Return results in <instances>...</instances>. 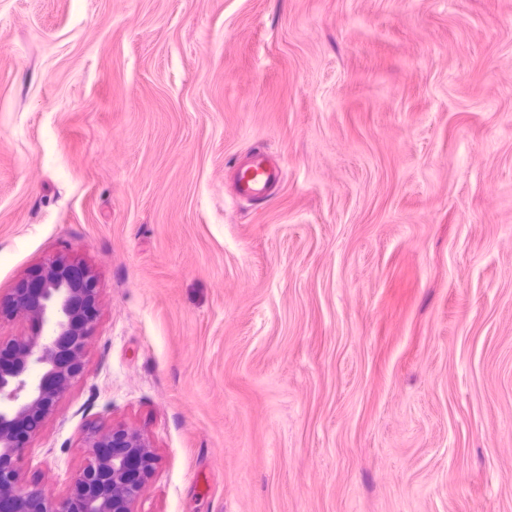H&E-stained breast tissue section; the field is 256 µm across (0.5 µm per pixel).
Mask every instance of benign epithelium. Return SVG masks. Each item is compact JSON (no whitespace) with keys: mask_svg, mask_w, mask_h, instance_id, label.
<instances>
[{"mask_svg":"<svg viewBox=\"0 0 512 512\" xmlns=\"http://www.w3.org/2000/svg\"><path fill=\"white\" fill-rule=\"evenodd\" d=\"M96 293L87 269L63 260L46 263L33 287L15 291L12 312L29 316L30 333L8 344L13 358L0 362V501L9 512H135L155 469L148 439L116 426L87 433L88 460L65 498L50 499L19 480L20 450L83 370Z\"/></svg>","mask_w":512,"mask_h":512,"instance_id":"7a95c632","label":"benign epithelium"}]
</instances>
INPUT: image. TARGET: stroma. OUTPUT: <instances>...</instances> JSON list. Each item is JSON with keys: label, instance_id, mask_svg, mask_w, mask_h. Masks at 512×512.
I'll return each instance as SVG.
<instances>
[{"label": "stroma", "instance_id": "1", "mask_svg": "<svg viewBox=\"0 0 512 512\" xmlns=\"http://www.w3.org/2000/svg\"><path fill=\"white\" fill-rule=\"evenodd\" d=\"M58 258L23 484L122 425L136 512H512V0H0V307ZM235 176V195L251 201L272 195L282 183L283 171L273 163L268 151L257 149L245 164L238 166Z\"/></svg>", "mask_w": 512, "mask_h": 512}]
</instances>
